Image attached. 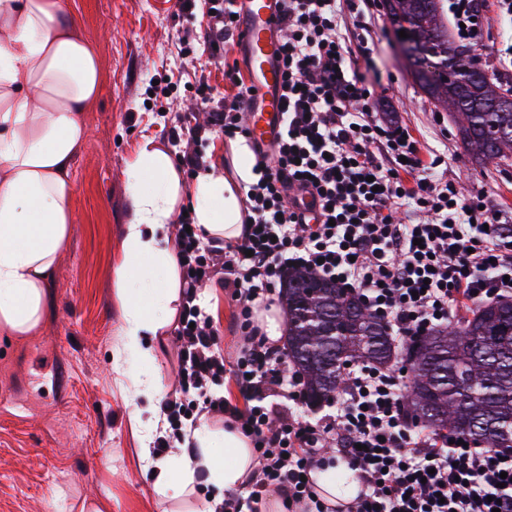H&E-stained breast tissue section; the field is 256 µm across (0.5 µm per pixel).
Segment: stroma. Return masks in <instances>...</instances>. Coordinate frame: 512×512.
<instances>
[{"label":"stroma","instance_id":"35a3bbf8","mask_svg":"<svg viewBox=\"0 0 512 512\" xmlns=\"http://www.w3.org/2000/svg\"><path fill=\"white\" fill-rule=\"evenodd\" d=\"M65 3L98 55L101 87L81 114L90 135L74 154L73 222L45 287L40 324L24 336L0 331V512H88L98 504L105 512H204L208 489L173 501L143 475L132 409L163 407L176 388L178 348L174 328L155 339V361L143 373L158 388L150 398L141 394L138 375L115 368L123 306L112 279L127 218V161L143 138L162 141L200 81L232 97L226 73L244 63L233 39L215 58L201 48L182 55L180 38L204 32L208 20L184 14L178 0ZM359 25L371 35L372 58L357 59L356 68L380 78V106L407 125L424 161L440 160V173L485 191L512 229V165L464 154L448 116L413 83L386 15L342 22L350 31ZM203 292L219 347L235 356L238 305L220 281Z\"/></svg>","mask_w":512,"mask_h":512}]
</instances>
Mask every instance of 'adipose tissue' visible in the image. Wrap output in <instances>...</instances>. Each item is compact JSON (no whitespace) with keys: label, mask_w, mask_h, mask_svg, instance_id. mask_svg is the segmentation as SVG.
I'll return each instance as SVG.
<instances>
[{"label":"adipose tissue","mask_w":512,"mask_h":512,"mask_svg":"<svg viewBox=\"0 0 512 512\" xmlns=\"http://www.w3.org/2000/svg\"><path fill=\"white\" fill-rule=\"evenodd\" d=\"M100 91V64L79 37L62 0H0V328L24 334L41 320L44 288L73 222L70 167L89 132L80 118ZM248 140H230L224 165L185 184L169 155L144 138L127 164V220L114 267L124 302L123 353L130 367L152 363V340L175 318L181 299L173 223L191 200L204 239L231 241L244 228L242 188L257 182ZM151 436L141 459L155 488L173 499L198 485L235 491L256 466L235 423L194 432L188 449L157 457ZM332 505H353L360 485L351 466L312 472Z\"/></svg>","instance_id":"1"}]
</instances>
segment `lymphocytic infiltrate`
Returning a JSON list of instances; mask_svg holds the SVG:
<instances>
[{
  "mask_svg": "<svg viewBox=\"0 0 512 512\" xmlns=\"http://www.w3.org/2000/svg\"><path fill=\"white\" fill-rule=\"evenodd\" d=\"M283 131L261 177L249 185L248 222L241 238L204 242L179 217L175 239L184 282L176 339L178 386L165 400L170 423L186 420L188 405L226 414L245 430L258 466L245 494H232L222 512H242L276 491L288 512H333L308 480L326 450L350 460L361 489L353 512H512V448L462 445L450 436L412 428L405 415L408 375L368 364L344 370L335 413L298 421L273 405L303 392L283 349L255 323L257 307L274 301L292 267L307 268L357 288L368 309L387 323L397 345L448 325L469 304L512 296V240L485 193L436 177L417 140L395 120L379 118L375 88L359 75L356 54L366 35L342 32L343 11L361 15L378 0H279ZM512 22V0H448L457 42L484 47L489 13ZM250 89L229 99L207 84L201 112L185 113L168 137L183 143L179 167L205 168L195 144L203 135H248L243 115ZM317 203L316 223H302L296 192ZM220 278L240 307L243 343L225 363L216 333L197 302V290ZM232 373L250 405L227 406L211 387Z\"/></svg>",
  "mask_w": 512,
  "mask_h": 512,
  "instance_id": "obj_1",
  "label": "lymphocytic infiltrate"
}]
</instances>
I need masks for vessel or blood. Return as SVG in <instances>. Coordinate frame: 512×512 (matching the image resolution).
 <instances>
[{
  "label": "vessel or blood",
  "mask_w": 512,
  "mask_h": 512,
  "mask_svg": "<svg viewBox=\"0 0 512 512\" xmlns=\"http://www.w3.org/2000/svg\"><path fill=\"white\" fill-rule=\"evenodd\" d=\"M276 0H246L240 26L239 51L244 57L251 89L247 107L252 140L267 148L280 130L281 36Z\"/></svg>",
  "instance_id": "vessel-or-blood-1"
}]
</instances>
